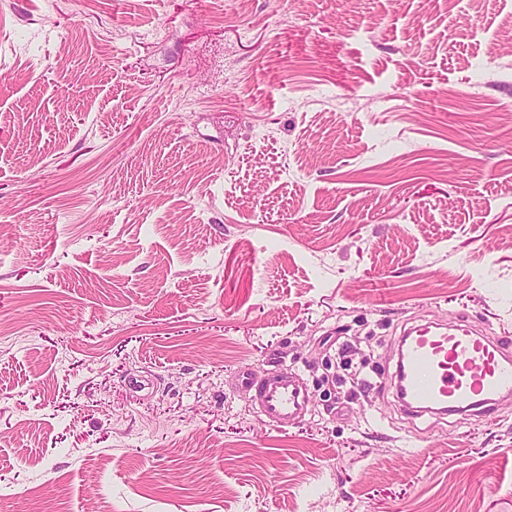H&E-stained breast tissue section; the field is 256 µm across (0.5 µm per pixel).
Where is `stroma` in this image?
I'll list each match as a JSON object with an SVG mask.
<instances>
[{
    "label": "stroma",
    "mask_w": 512,
    "mask_h": 512,
    "mask_svg": "<svg viewBox=\"0 0 512 512\" xmlns=\"http://www.w3.org/2000/svg\"><path fill=\"white\" fill-rule=\"evenodd\" d=\"M511 228L512 0H0V512H512V398L391 386ZM238 385L252 391V400L259 411L279 427L288 426L310 404V395L303 383L288 372L256 379L249 367L235 374Z\"/></svg>",
    "instance_id": "stroma-1"
}]
</instances>
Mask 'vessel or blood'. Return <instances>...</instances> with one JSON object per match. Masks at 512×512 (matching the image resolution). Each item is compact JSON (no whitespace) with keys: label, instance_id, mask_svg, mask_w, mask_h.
<instances>
[{"label":"vessel or blood","instance_id":"1","mask_svg":"<svg viewBox=\"0 0 512 512\" xmlns=\"http://www.w3.org/2000/svg\"><path fill=\"white\" fill-rule=\"evenodd\" d=\"M235 379L277 426H287L310 404L303 383L288 373L258 379L242 367ZM392 384L400 407L412 415H485L512 395V343L462 324L445 331L435 323L415 327L399 341Z\"/></svg>","mask_w":512,"mask_h":512}]
</instances>
